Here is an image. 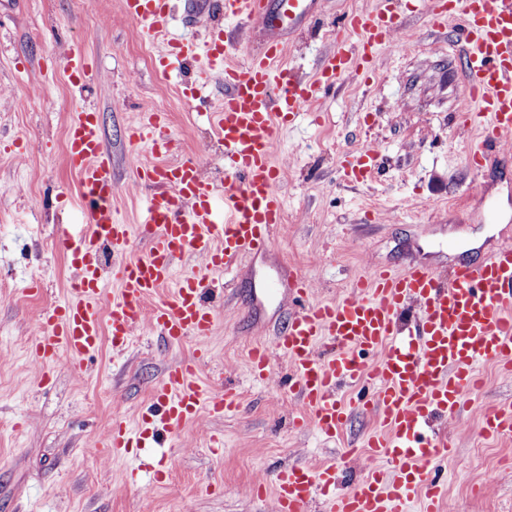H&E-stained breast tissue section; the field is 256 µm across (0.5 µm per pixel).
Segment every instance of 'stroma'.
<instances>
[{"label":"stroma","instance_id":"1","mask_svg":"<svg viewBox=\"0 0 512 512\" xmlns=\"http://www.w3.org/2000/svg\"><path fill=\"white\" fill-rule=\"evenodd\" d=\"M220 3L206 0L193 17L190 0H174L161 40L127 18L121 0H0V512H272L271 489L259 493L254 485L289 465H333L362 478L363 462L348 451L377 433L374 415L353 409L327 439L294 426L298 406L287 389L249 380L251 348L294 311L282 300L256 305V296L269 282L287 289L300 273L312 300L328 302L347 296L360 276L419 263L444 281L512 239V156L495 159L483 176L467 162L474 129L464 120L469 74L456 25L433 29L419 0H396L408 49H379L367 73L345 75L276 130L285 222L272 250L234 273L205 272L203 298L217 322L202 342L211 362L197 380L210 397L235 386L238 408L201 412L163 433L158 447L112 455L105 441L113 413L136 424L166 368L202 343H169L143 318L122 356L102 341L81 370L61 362L39 384L29 361L38 318L64 301L73 275L61 242L88 228L79 177L65 162L68 128L81 107L98 112L121 223L145 219L150 189L135 179L142 166L195 158L206 182L223 191L224 147L207 114L224 85L204 80L199 48L211 28H222L237 42L232 59L239 62L257 39L252 25L225 17ZM375 6L320 0L315 16L289 36L282 65L311 81L325 54L358 40L342 18ZM169 39L194 50L165 71L155 60ZM73 45L101 75L83 90L72 86L62 59ZM33 83L43 84V96L20 106ZM191 83L201 84L200 100L184 99ZM146 108L167 117L166 153L130 139ZM369 143L379 148L377 170L367 181L347 180L346 153ZM482 178L489 185L483 199L470 192ZM35 280L41 290L32 294ZM480 372L484 385L461 418L437 423L453 449L442 464V512H512V468L497 465L512 454V437L480 434L484 412L512 399V377L492 364ZM490 467L497 473L488 483Z\"/></svg>","mask_w":512,"mask_h":512}]
</instances>
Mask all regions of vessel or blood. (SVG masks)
Listing matches in <instances>:
<instances>
[{
    "label": "vessel or blood",
    "instance_id": "b4317fda",
    "mask_svg": "<svg viewBox=\"0 0 512 512\" xmlns=\"http://www.w3.org/2000/svg\"><path fill=\"white\" fill-rule=\"evenodd\" d=\"M317 0H224V14L255 23L267 36L247 54L244 65L229 62V43L214 30L207 42L204 74L221 75L224 98L216 108V132L224 145V204L216 206L214 189L205 183L198 160L151 165L137 172L152 186L145 224L119 223L112 211L115 183L112 162L105 153L97 114L81 109L71 125L66 161L81 182L89 229L64 250L76 271L64 304L41 315L30 349L31 363L48 381L54 364L81 366L102 336H110L114 353H122L134 333L144 300L170 280L174 266L187 256L202 258L206 268L232 271L247 257L271 250L284 221L283 200L277 192L280 170L277 126L292 122L307 110L319 89L335 85L350 67L370 68V51L385 45L399 50L402 30L394 0H378L367 14L346 16L345 26L358 32L356 47H342L319 62L313 82L305 83L278 62L285 43L282 30H295L314 15ZM433 26L456 21L464 47V64L471 76L467 89L474 108L469 116L478 134L467 160L483 169L490 153L512 134V0H422ZM129 18L154 37L168 33L173 0H122ZM73 84L86 88L98 82L78 48L65 56ZM165 116L141 113L133 141H151L154 151L168 146ZM379 151L368 145L348 155L344 173L354 182L373 173ZM151 241L141 257H127L132 232ZM111 247L119 257L120 291L108 314H101V252ZM203 279L187 275L174 292L155 305L149 323L170 341L192 336L203 340L216 325V314L202 298ZM296 311L267 343L250 351L249 376L255 383L272 382L273 351H281L293 376L290 387L301 407L298 427L313 425L332 438L349 409L336 397L340 385L363 380L373 384L367 408L383 427L367 445L381 449L390 462L387 471L370 470L346 496L334 495L336 469L305 465L281 470L275 479V512H309L321 499L326 512H408L422 496L424 512H439V488L430 477L431 464L445 459L448 440L432 426L434 418L457 417L468 394L480 389L481 362L502 364L512 374V241L498 245L477 264H460L448 282L426 266L403 271L379 270L359 278L350 297L329 303L309 300L306 277L293 288ZM339 351L332 358L317 354L322 340ZM206 348L193 358L170 366L153 387L156 412L142 415L130 427L124 414L114 413L108 438L113 455L156 441L195 418L201 409L221 415L236 407V390L204 399L197 368L208 361ZM483 435H512V403L485 418Z\"/></svg>",
    "mask_w": 512,
    "mask_h": 512
}]
</instances>
